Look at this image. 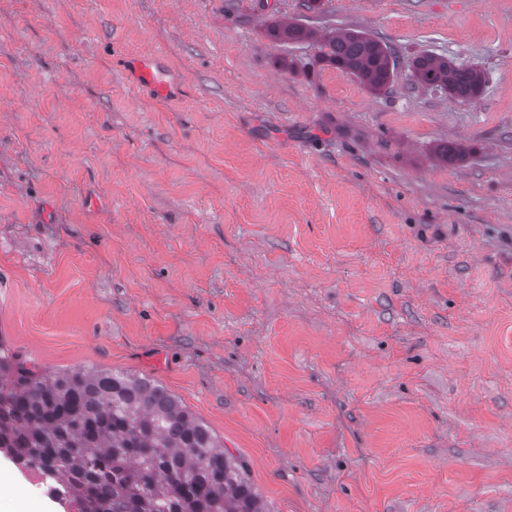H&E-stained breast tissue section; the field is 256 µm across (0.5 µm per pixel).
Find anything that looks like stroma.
Returning a JSON list of instances; mask_svg holds the SVG:
<instances>
[{
	"label": "stroma",
	"instance_id": "35a3bbf8",
	"mask_svg": "<svg viewBox=\"0 0 512 512\" xmlns=\"http://www.w3.org/2000/svg\"><path fill=\"white\" fill-rule=\"evenodd\" d=\"M278 20L385 41L390 89ZM0 339L156 381L270 512H512V0H0ZM269 30L275 39L283 42H300L312 38L314 32L297 23H273ZM411 85H421L448 94L460 102L473 103L480 99L484 78L480 71L455 64L433 53L417 56L412 65ZM127 69L136 87L153 92L158 98L167 99L180 93L179 84L167 76L157 55L141 56L127 65Z\"/></svg>",
	"mask_w": 512,
	"mask_h": 512
}]
</instances>
